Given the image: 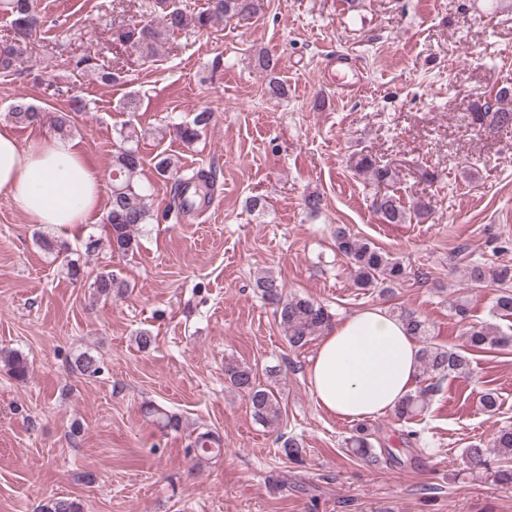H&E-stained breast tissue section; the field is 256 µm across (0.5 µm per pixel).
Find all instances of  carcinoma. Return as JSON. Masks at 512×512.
I'll use <instances>...</instances> for the list:
<instances>
[{
    "label": "carcinoma",
    "instance_id": "1",
    "mask_svg": "<svg viewBox=\"0 0 512 512\" xmlns=\"http://www.w3.org/2000/svg\"><path fill=\"white\" fill-rule=\"evenodd\" d=\"M5 11L11 15L14 37L7 51H0V74L10 73L28 52L33 36L45 25L44 16L36 10L33 0H0ZM154 10L159 14L158 22L141 25H122L112 31V41L141 53L153 55L158 46L170 36L189 28L195 31L207 30L218 21L246 20L260 10V0H206L202 10L188 14L176 5L174 0H154ZM255 66L269 77L268 91L275 98L285 94L284 86L274 77L278 59L264 51L255 57ZM512 90L506 87L495 94V102H476L471 112L472 124L491 130L512 129V107L506 100ZM11 120L24 126L41 124L45 114L39 106L19 97L9 112ZM212 113L208 109L196 112L192 122L177 128L179 137L186 143L196 140L209 124ZM116 148L112 152V191L109 208L105 216L108 226V246L113 253L128 256L138 250L140 230L153 223L158 216L147 203L148 195L139 183L143 164L136 142L137 131L123 128L118 133ZM357 167L370 174L378 183L393 180L391 168L380 165L368 157L357 162ZM158 174L173 181L169 211L187 215L197 209L198 203L210 197L214 176L203 169L179 171L170 160L162 158L156 164ZM374 209L385 224H401L406 219V209L400 198L385 193L374 201ZM337 251L350 263L355 272V284L366 289H379L382 296L393 293L396 285L403 283L406 272L402 264L391 255L369 241L350 233L346 225L338 224L332 233ZM38 244L43 250L58 257L68 253L66 243L58 242L42 233ZM465 274L475 288L487 285L494 288V312L502 317L512 316V265L504 264L489 268L479 262L466 265ZM94 294L99 297L123 296L128 283L110 271H100L93 282ZM255 288L262 298L275 307L284 339L288 345L300 349L321 334L332 324L333 314L323 305L298 296L284 293L278 278L264 272L255 279ZM418 342L419 364L423 376L430 380L427 385L407 394L393 411L396 421L403 427V442L408 446L420 442L421 431L415 428V419L422 415L433 393L440 390V384L448 377L467 376L471 370L470 353L479 350L504 347L505 337L499 336L485 325H468L465 328V345L448 347L432 342L431 326L422 316L403 312L399 315ZM0 362L17 380L23 381L28 375V363L17 353H0ZM230 384L244 393L256 420L269 428L279 425L282 409L278 393L270 385L257 380L254 370L245 365L228 362L224 366ZM145 415L164 429L177 431L181 428L180 418L157 405L145 407ZM281 454L289 461H302V446L293 437L279 436ZM195 458L211 459L223 451L221 440L210 431L197 434L193 443ZM346 447L356 456L376 457V448L371 441V432L365 425L356 427L346 440ZM502 462L494 472L497 482L512 486V426L501 427L486 443L472 444L466 449V457L475 466L487 465L489 457Z\"/></svg>",
    "mask_w": 512,
    "mask_h": 512
}]
</instances>
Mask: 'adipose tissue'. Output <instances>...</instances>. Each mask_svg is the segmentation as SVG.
<instances>
[{"mask_svg": "<svg viewBox=\"0 0 512 512\" xmlns=\"http://www.w3.org/2000/svg\"><path fill=\"white\" fill-rule=\"evenodd\" d=\"M0 190L35 223L62 229L88 223L101 200L102 180L77 140L40 137L20 146L0 126ZM419 346L398 318L378 309L329 327L308 367L317 405L343 419L391 412L412 391Z\"/></svg>", "mask_w": 512, "mask_h": 512, "instance_id": "adipose-tissue-1", "label": "adipose tissue"}]
</instances>
